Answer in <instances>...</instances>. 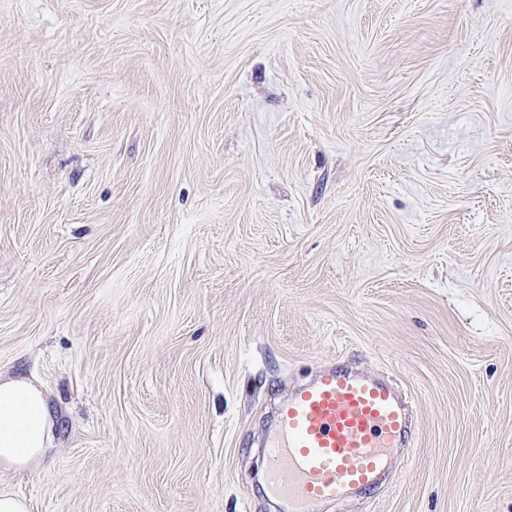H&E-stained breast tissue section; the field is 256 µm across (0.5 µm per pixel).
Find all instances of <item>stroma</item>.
<instances>
[{"label":"stroma","mask_w":512,"mask_h":512,"mask_svg":"<svg viewBox=\"0 0 512 512\" xmlns=\"http://www.w3.org/2000/svg\"><path fill=\"white\" fill-rule=\"evenodd\" d=\"M413 448L315 512H512V0H0V378L28 512H274L333 358ZM52 415L43 391L26 379H0V467L23 471L47 451Z\"/></svg>","instance_id":"obj_1"}]
</instances>
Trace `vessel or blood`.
<instances>
[{
    "instance_id": "vessel-or-blood-1",
    "label": "vessel or blood",
    "mask_w": 512,
    "mask_h": 512,
    "mask_svg": "<svg viewBox=\"0 0 512 512\" xmlns=\"http://www.w3.org/2000/svg\"><path fill=\"white\" fill-rule=\"evenodd\" d=\"M412 441L394 384L336 358L278 407L264 478L282 512H312L381 489Z\"/></svg>"
}]
</instances>
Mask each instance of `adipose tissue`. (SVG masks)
<instances>
[{
    "instance_id": "1",
    "label": "adipose tissue",
    "mask_w": 512,
    "mask_h": 512,
    "mask_svg": "<svg viewBox=\"0 0 512 512\" xmlns=\"http://www.w3.org/2000/svg\"><path fill=\"white\" fill-rule=\"evenodd\" d=\"M51 427L49 406L36 384L0 379V468H30L45 455Z\"/></svg>"
}]
</instances>
